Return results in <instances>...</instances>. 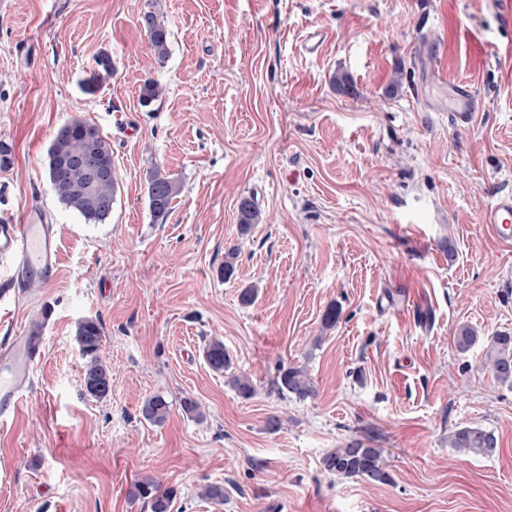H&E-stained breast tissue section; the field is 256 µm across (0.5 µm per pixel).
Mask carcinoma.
<instances>
[{"label":"carcinoma","instance_id":"carcinoma-1","mask_svg":"<svg viewBox=\"0 0 512 512\" xmlns=\"http://www.w3.org/2000/svg\"><path fill=\"white\" fill-rule=\"evenodd\" d=\"M141 25L148 35L153 55L160 61L165 59L168 55V31L165 25L152 11L143 14ZM111 75L112 56L103 52L96 60L94 71L83 80L82 90L87 94L96 93L102 82ZM84 151L93 152L102 166L112 167L111 145L98 127L79 118L66 121L55 132L47 152L48 178L56 196L66 208L77 213L87 224H104L111 216L112 206L109 202L114 200L118 189L116 172H111L107 181L93 182L81 173L68 168L57 169L54 166L57 155ZM180 190L181 186L176 179L165 176L158 170L150 172L147 194L153 223H166L172 202ZM260 220V211L254 202L247 198L242 199L238 220L240 235L249 234L253 225ZM101 336L102 330L97 321L86 319L78 323L76 341L83 356L87 358L83 385L86 394L97 400L112 392L110 382L100 390L90 389V384L111 378L106 363L100 357ZM477 342L478 336L473 329L466 325L459 327L455 343L460 352H468ZM205 358L211 369L217 373H224L230 368V358L224 349V343L218 339L209 342ZM486 361L498 382L512 386L511 334L502 332L491 337ZM230 383L244 399H250L256 394V386L246 374L231 376ZM274 386L279 393L293 394L299 399L312 397L316 392L307 371L299 367L281 368L274 380ZM169 410V402L163 395L156 393L145 399L142 414L151 423L161 425ZM451 447L468 454L492 457L497 453L498 439L493 431L481 426H463L453 433ZM323 465L328 472L338 476L359 477L370 483L390 481V474L382 458V449L370 447L361 441H352L333 449L323 458ZM128 494L134 499L147 501L151 512H172L176 496L172 489L159 490L155 481L148 478L134 482Z\"/></svg>","mask_w":512,"mask_h":512}]
</instances>
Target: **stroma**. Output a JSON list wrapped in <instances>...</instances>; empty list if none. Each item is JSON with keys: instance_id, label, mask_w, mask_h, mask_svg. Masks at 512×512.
Instances as JSON below:
<instances>
[{"instance_id": "obj_1", "label": "stroma", "mask_w": 512, "mask_h": 512, "mask_svg": "<svg viewBox=\"0 0 512 512\" xmlns=\"http://www.w3.org/2000/svg\"><path fill=\"white\" fill-rule=\"evenodd\" d=\"M149 10L169 33L162 61ZM103 51L113 72L85 94ZM339 71L356 95L337 93ZM149 78L163 94L145 103ZM458 83L474 92L466 128L448 112ZM72 118L112 147L104 224L47 177ZM0 148V217L36 206L62 247L46 286L11 293L0 265V348L44 337L0 421V512H150L128 496L145 477L176 490L172 512H512V388L485 361L491 336L512 334V244L480 222L512 194L502 0H0ZM155 167L181 184L163 224ZM244 197L262 214L246 236ZM90 318L112 373L103 400L83 387L75 333ZM464 325L480 339L462 353ZM215 339L253 398L208 366ZM283 366L304 368L315 396L279 394ZM156 393L170 404L159 426L141 415ZM462 426L493 430L498 454L451 448ZM355 439L382 449L391 483L324 469ZM211 483L223 501L201 497ZM142 28L148 35L150 49L153 55L162 61L168 55V31L163 23L158 20L156 14L147 11L140 20Z\"/></svg>"}]
</instances>
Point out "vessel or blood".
Returning a JSON list of instances; mask_svg holds the SVG:
<instances>
[{
	"instance_id": "vessel-or-blood-1",
	"label": "vessel or blood",
	"mask_w": 512,
	"mask_h": 512,
	"mask_svg": "<svg viewBox=\"0 0 512 512\" xmlns=\"http://www.w3.org/2000/svg\"><path fill=\"white\" fill-rule=\"evenodd\" d=\"M452 110L457 127L471 124L472 94L463 85L455 87ZM494 234L505 243L512 242V195L499 197L481 214ZM11 259L16 267L14 287H23L29 280L52 281L60 261L56 229L44 223L33 208L22 209L17 216L0 220V260ZM42 352L41 337L19 336L13 344L0 350V418H5L19 404L30 384L34 363Z\"/></svg>"
}]
</instances>
